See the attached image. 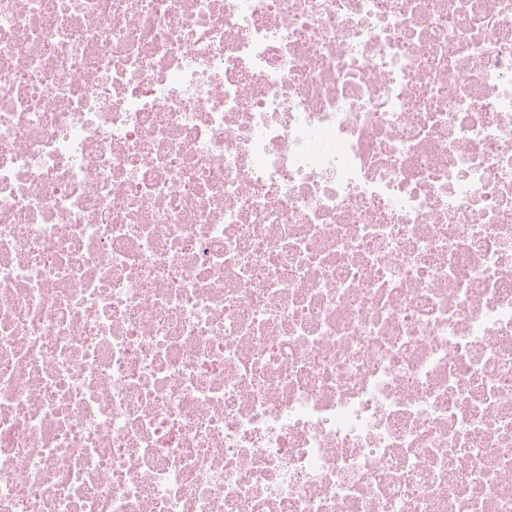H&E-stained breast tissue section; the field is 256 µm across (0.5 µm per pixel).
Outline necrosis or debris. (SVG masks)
I'll list each match as a JSON object with an SVG mask.
<instances>
[{"mask_svg":"<svg viewBox=\"0 0 512 512\" xmlns=\"http://www.w3.org/2000/svg\"><path fill=\"white\" fill-rule=\"evenodd\" d=\"M0 512H512V0H0Z\"/></svg>","mask_w":512,"mask_h":512,"instance_id":"necrosis-or-debris-1","label":"necrosis or debris"}]
</instances>
